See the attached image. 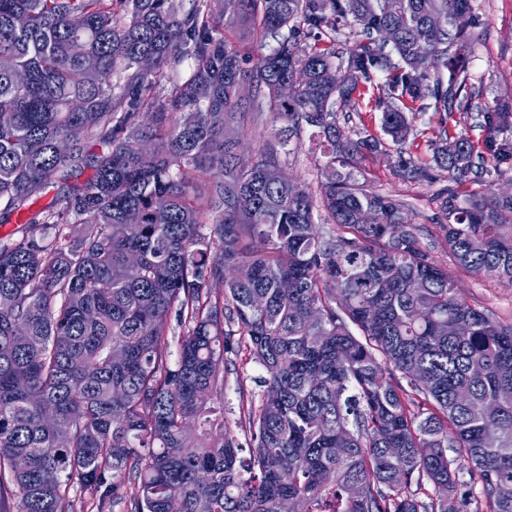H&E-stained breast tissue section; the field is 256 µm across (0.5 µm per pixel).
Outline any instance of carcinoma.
I'll list each match as a JSON object with an SVG mask.
<instances>
[{
  "label": "carcinoma",
  "mask_w": 512,
  "mask_h": 512,
  "mask_svg": "<svg viewBox=\"0 0 512 512\" xmlns=\"http://www.w3.org/2000/svg\"><path fill=\"white\" fill-rule=\"evenodd\" d=\"M248 21L277 39L254 67L224 35ZM472 25L470 0H0V215L21 223L0 240V512H73L77 485L98 512H468L476 492V512H512V325L460 300L411 209L356 180L385 143L339 121L372 89L397 175L512 169L508 107H480L481 149L448 130L473 110ZM343 26L365 35L346 56ZM172 65L188 73L164 88ZM427 99L420 164L408 113ZM248 112L285 142L314 128L335 179H271L270 153L239 168ZM80 157L94 173L72 183ZM438 200L455 264L512 281V197ZM371 205L383 222L359 223ZM242 349L265 372L247 458L224 415ZM412 113H415L412 123L414 131L413 135L409 138V147L415 158L425 162L431 156L429 141L432 139L436 116L434 115L433 108L426 110V112Z\"/></svg>",
  "instance_id": "cac0c4a2"
}]
</instances>
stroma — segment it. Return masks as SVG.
Segmentation results:
<instances>
[{
	"label": "stroma",
	"mask_w": 512,
	"mask_h": 512,
	"mask_svg": "<svg viewBox=\"0 0 512 512\" xmlns=\"http://www.w3.org/2000/svg\"><path fill=\"white\" fill-rule=\"evenodd\" d=\"M475 24L464 55L467 86L478 93L480 103H504L512 106V0H471ZM279 129L270 114L259 120L245 118L239 136L240 155L251 161L267 149H274L289 178L309 188H317L325 159L309 141L308 135L281 144ZM368 188L392 195L406 203L414 213V223L421 231V242L429 247L437 264L447 268L468 304L491 312L499 321L512 324V283L503 279L473 274L458 268L442 245L441 226L445 221L436 201L438 190L448 187V180L436 183L405 181L393 172L390 158L383 154L362 160L356 171ZM260 368L246 352L234 356L224 375V393L231 408L228 416L232 432L241 443H248V424L241 420L238 405L239 386H252Z\"/></svg>",
	"instance_id": "1"
}]
</instances>
